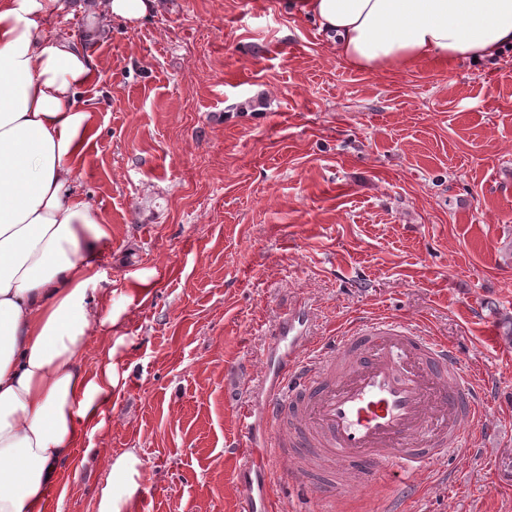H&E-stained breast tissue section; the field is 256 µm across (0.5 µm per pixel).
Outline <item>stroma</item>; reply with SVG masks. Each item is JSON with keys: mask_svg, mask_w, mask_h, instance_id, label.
<instances>
[{"mask_svg": "<svg viewBox=\"0 0 512 512\" xmlns=\"http://www.w3.org/2000/svg\"><path fill=\"white\" fill-rule=\"evenodd\" d=\"M97 136L77 190L112 237L118 320L106 427L76 448L62 512H95L135 450L128 512H244L239 418L297 310L312 346L375 315L455 346L494 394L476 447L328 502L316 464L257 458L273 512H512V49L489 66L350 68L288 0H162L98 50ZM148 296H128L139 279ZM141 461L134 451H127L105 464L107 477L100 490L95 512H126L139 489Z\"/></svg>", "mask_w": 512, "mask_h": 512, "instance_id": "1", "label": "stroma"}]
</instances>
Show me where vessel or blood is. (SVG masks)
Wrapping results in <instances>:
<instances>
[{
	"label": "vessel or blood",
	"mask_w": 512,
	"mask_h": 512,
	"mask_svg": "<svg viewBox=\"0 0 512 512\" xmlns=\"http://www.w3.org/2000/svg\"><path fill=\"white\" fill-rule=\"evenodd\" d=\"M299 314L275 339L287 342L247 430L264 425V454L324 462L333 474L324 499L394 473L410 480L460 450L484 417V383L446 342L391 317L344 328L309 351Z\"/></svg>",
	"instance_id": "b4317fda"
}]
</instances>
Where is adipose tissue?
Wrapping results in <instances>:
<instances>
[{"label":"adipose tissue","instance_id":"obj_1","mask_svg":"<svg viewBox=\"0 0 512 512\" xmlns=\"http://www.w3.org/2000/svg\"><path fill=\"white\" fill-rule=\"evenodd\" d=\"M158 0H0V512H53L49 493L74 448L105 426L115 364L80 358L115 324L94 285L111 237L74 190L97 135L83 92L100 80L88 47L106 21H139ZM363 72L427 62H494L512 46V0H289ZM81 13L83 36L47 19ZM141 461L105 464L95 512H127Z\"/></svg>","mask_w":512,"mask_h":512}]
</instances>
